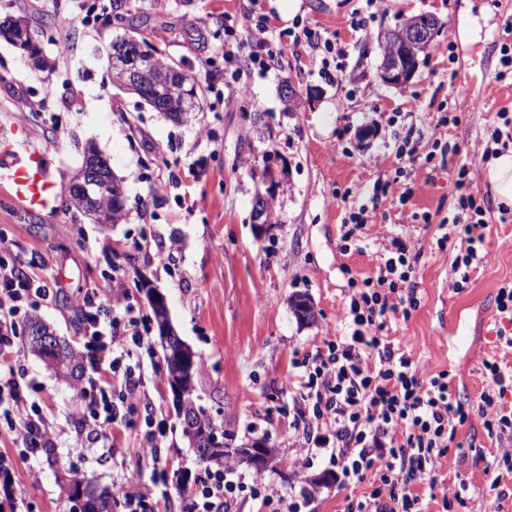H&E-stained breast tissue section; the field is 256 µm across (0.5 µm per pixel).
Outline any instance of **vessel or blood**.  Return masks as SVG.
Returning <instances> with one entry per match:
<instances>
[{
  "mask_svg": "<svg viewBox=\"0 0 512 512\" xmlns=\"http://www.w3.org/2000/svg\"><path fill=\"white\" fill-rule=\"evenodd\" d=\"M28 137L27 127L20 122L0 133V187L26 210H47L57 204L55 184L44 156L27 149Z\"/></svg>",
  "mask_w": 512,
  "mask_h": 512,
  "instance_id": "vessel-or-blood-1",
  "label": "vessel or blood"
}]
</instances>
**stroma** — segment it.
<instances>
[{
  "label": "stroma",
  "mask_w": 512,
  "mask_h": 512,
  "mask_svg": "<svg viewBox=\"0 0 512 512\" xmlns=\"http://www.w3.org/2000/svg\"><path fill=\"white\" fill-rule=\"evenodd\" d=\"M109 2L0 0V16L25 17L53 63L35 70L0 40V124L28 127V146L46 155L61 200L88 143L108 158L126 194L124 217L103 226L63 203L32 213L0 193V239L30 259L28 273L48 275L58 288L37 315L77 344L81 292L125 270L116 298L148 316L146 289L165 296L174 331L201 363L195 395L213 421L236 443L262 439L288 459L296 451L293 431L278 408L298 392L285 381L294 363L345 334L339 320L352 295L349 276L377 271L376 260L342 240L350 214L366 208L365 235L400 234L420 251L413 277L420 304L392 335L408 345L424 376L447 373L471 412L438 476L448 491L468 483L456 512H512V497L496 501L474 453L496 450L477 414L482 363L500 355V336H512L495 301L512 284V221L500 222L484 177L496 114L512 113V78L499 76L500 47L512 44V0H385L374 17L365 0H296L291 10L284 0H125L128 11L150 9L158 24L153 43L195 79L201 110L189 125L113 84L107 51L118 32L99 23ZM250 11L273 24L279 60L268 71L245 67L223 81L224 29L243 30ZM356 12L368 19L364 29L351 26ZM421 13L439 20V33L409 83L383 84L381 34ZM473 17L481 30L475 41H462L458 31ZM308 29L347 46L341 63L312 55ZM61 40L68 54H58ZM287 83L297 101L283 97ZM464 163L487 210L491 260L462 272L452 267L453 248H438L437 240L439 220L454 212L453 182ZM159 180L169 188L152 194ZM383 183L386 193L373 195ZM259 196L274 215L262 228L252 221ZM426 212L432 223H423ZM298 293L313 304L312 322L293 313ZM19 358L41 388L60 441L53 457L28 460L0 429V453L13 456L26 502L37 512H71L67 478L78 474L108 490L121 471L132 488L152 491L161 512H182L202 466L182 436L165 370H142L145 401L162 427L151 453L141 424L113 427L101 445L77 443L75 380L27 347ZM330 468L317 458L307 468L265 471L262 479L278 493L303 496V512H345L365 488L324 481Z\"/></svg>",
  "instance_id": "obj_1"
}]
</instances>
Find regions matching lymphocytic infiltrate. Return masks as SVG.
Returning a JSON list of instances; mask_svg holds the SVG:
<instances>
[{"mask_svg": "<svg viewBox=\"0 0 512 512\" xmlns=\"http://www.w3.org/2000/svg\"><path fill=\"white\" fill-rule=\"evenodd\" d=\"M457 211L451 224L463 246L454 268L488 262L483 228L486 210L471 190L468 166H460L454 182ZM359 253L379 262L376 276L350 278L354 293L343 320L351 333L327 341L326 351L307 356L288 384L297 389L305 409L295 418L296 464L328 455L339 485L368 483L369 490L350 502L347 512H423L425 498L438 487L437 473L458 426L469 414L448 384L447 373L423 377L418 363L401 339L386 330L392 320L409 319L419 305L409 281L418 259L415 247L401 235H391L380 250L360 240ZM21 254L0 259V425L22 443V457H41L56 448L57 436L40 404V387L26 379L15 360L19 340L17 319L38 302H49L56 290L47 280L20 272ZM115 279L86 289L80 309L83 334L80 353L91 373L76 393L80 441L106 436L113 424L131 425L140 401V377L132 364L147 343L148 319L133 308L113 312L109 306ZM503 359L484 361L487 385L479 397V413L488 437L499 446L484 471L496 501L507 493L502 470H512V448L502 437L512 434V414L502 403L512 389V336L501 344ZM120 377L125 392L113 396L111 380ZM250 493L264 504H278L285 512H301L298 500L274 495L258 481L231 465L206 468L195 480L185 502L186 512H233L238 497Z\"/></svg>", "mask_w": 512, "mask_h": 512, "instance_id": "1", "label": "lymphocytic infiltrate"}]
</instances>
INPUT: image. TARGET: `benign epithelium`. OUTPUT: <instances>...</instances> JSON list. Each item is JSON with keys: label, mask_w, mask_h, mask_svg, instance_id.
<instances>
[{"label": "benign epithelium", "mask_w": 512, "mask_h": 512, "mask_svg": "<svg viewBox=\"0 0 512 512\" xmlns=\"http://www.w3.org/2000/svg\"><path fill=\"white\" fill-rule=\"evenodd\" d=\"M440 28L438 20L429 14L411 16L394 31L385 36L382 61L379 66L380 77L389 85L408 82L419 67V56L432 43ZM3 38L17 49L31 67H45L44 49L23 21L8 14L0 17V39ZM156 47L130 34H124L112 41L110 62L113 81L123 88L133 89L150 84L149 104L159 112H169L165 102L168 86L178 81L181 69L171 66L167 69L154 68ZM199 110L194 95L188 93L177 112H170L175 121L184 123L191 114ZM112 196V209L100 206V198L106 194ZM68 198L82 201L85 213L94 217L98 224L112 223V210H124L125 197L121 183L112 171L109 161L99 151L90 148L86 151L83 164L68 188ZM149 302L159 314L162 333L168 332L167 303L159 292L148 294ZM292 307L298 319L305 322L312 319L313 309L310 300L303 295L292 299ZM27 334L46 347L56 343L57 336L41 319L31 325ZM168 383L174 396L178 415L184 431L196 453L223 451L224 458L241 459L255 470L266 467L273 450L267 445L255 442L235 446L224 443L220 449L210 437L199 406L185 399L184 390L193 387L191 372L168 374Z\"/></svg>", "instance_id": "benign-epithelium-1"}]
</instances>
